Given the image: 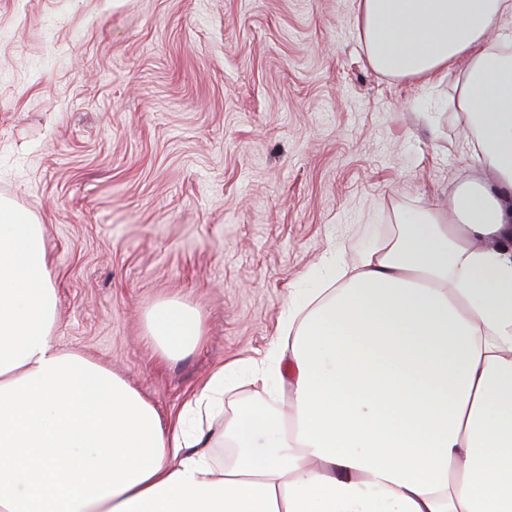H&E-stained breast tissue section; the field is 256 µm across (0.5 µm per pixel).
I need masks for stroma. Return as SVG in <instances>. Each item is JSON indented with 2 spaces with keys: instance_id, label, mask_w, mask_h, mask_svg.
Returning <instances> with one entry per match:
<instances>
[{
  "instance_id": "stroma-1",
  "label": "stroma",
  "mask_w": 512,
  "mask_h": 512,
  "mask_svg": "<svg viewBox=\"0 0 512 512\" xmlns=\"http://www.w3.org/2000/svg\"><path fill=\"white\" fill-rule=\"evenodd\" d=\"M452 92L376 74L352 0H0V198L43 227L55 343L171 425L215 366L268 354L333 241L481 176ZM168 298L206 337L163 360ZM273 389L240 373L224 408Z\"/></svg>"
}]
</instances>
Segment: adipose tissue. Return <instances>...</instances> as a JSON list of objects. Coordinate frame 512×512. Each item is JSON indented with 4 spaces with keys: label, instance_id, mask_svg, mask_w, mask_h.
Masks as SVG:
<instances>
[{
    "label": "adipose tissue",
    "instance_id": "1",
    "mask_svg": "<svg viewBox=\"0 0 512 512\" xmlns=\"http://www.w3.org/2000/svg\"><path fill=\"white\" fill-rule=\"evenodd\" d=\"M353 10L378 74L454 77L483 177L395 212L378 247L331 244L322 288L244 364L262 380L287 363L290 405L270 394L225 418L220 469L187 422L239 366H216L164 428L108 368L55 346L42 227L0 200V512H512V0ZM148 334L174 358L205 331L170 300Z\"/></svg>",
    "mask_w": 512,
    "mask_h": 512
}]
</instances>
